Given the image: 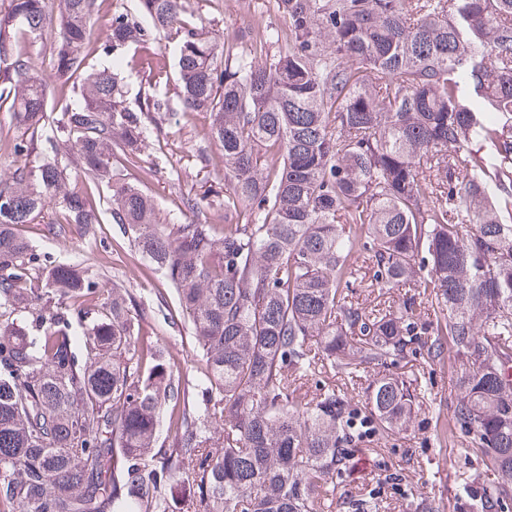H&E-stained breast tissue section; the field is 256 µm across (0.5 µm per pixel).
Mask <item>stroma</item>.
<instances>
[{
  "instance_id": "stroma-1",
  "label": "stroma",
  "mask_w": 512,
  "mask_h": 512,
  "mask_svg": "<svg viewBox=\"0 0 512 512\" xmlns=\"http://www.w3.org/2000/svg\"><path fill=\"white\" fill-rule=\"evenodd\" d=\"M255 0H183L187 11L204 24L236 40L240 29L281 27L283 21L272 7L254 9ZM22 47L35 76L46 84L49 103L74 106L80 103L79 89L58 78L51 43L36 37L23 40ZM124 106L139 110L144 102H162L161 111L145 122L146 149L143 178L167 224L188 222L181 196L191 192L202 199L213 223L224 221V155L208 135L209 120L197 114L174 120L182 109L175 80L156 82L146 73L125 70L119 78ZM29 142L27 156L15 155L19 139ZM45 157L43 135L19 128L12 116L11 102L0 97V182L9 181L16 168H36ZM39 264L78 263L94 278L98 288H125L131 293L143 331L156 336L161 346L183 373L202 377L205 364L196 351L190 326L179 313V303L163 273L134 246L121 225L103 214L101 223L71 224L59 228L55 209H47L43 221L27 225ZM390 374L418 379L427 396L410 427L389 436H367L352 450L360 470L344 467L333 485L321 493L324 512H355L353 503L374 498L380 512H468L459 497L462 478L473 480L476 489H491L494 479L469 437L454 426V358L445 355L434 362L424 346L390 366Z\"/></svg>"
}]
</instances>
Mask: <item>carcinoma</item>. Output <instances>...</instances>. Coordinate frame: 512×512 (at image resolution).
<instances>
[{
    "mask_svg": "<svg viewBox=\"0 0 512 512\" xmlns=\"http://www.w3.org/2000/svg\"><path fill=\"white\" fill-rule=\"evenodd\" d=\"M139 21L97 0H11L16 122L79 160L0 184V512H320L321 490L367 427L412 422L419 386L372 381L359 413L336 380L427 346L455 363L454 422L499 494L512 493V0H272L280 29L207 34L182 0H137ZM57 20L56 71L82 103L56 112L19 47ZM178 40L184 113L202 112L224 154L222 231L160 222L125 181L144 170V112L118 98L89 50L168 78L160 38ZM279 53L263 57L270 42ZM111 217L174 288L205 362L175 368L141 333L132 298L77 264L36 270L24 226ZM407 286L397 308L344 290ZM430 311L416 330L417 307ZM84 357L78 356L79 350ZM331 382L310 398L307 382ZM466 506L487 507L471 482ZM100 6L94 15L95 28L98 30H105L112 20V15L115 12L131 13L133 16H138L136 0H98ZM103 1V2H100Z\"/></svg>",
    "mask_w": 512,
    "mask_h": 512,
    "instance_id": "obj_1",
    "label": "carcinoma"
}]
</instances>
